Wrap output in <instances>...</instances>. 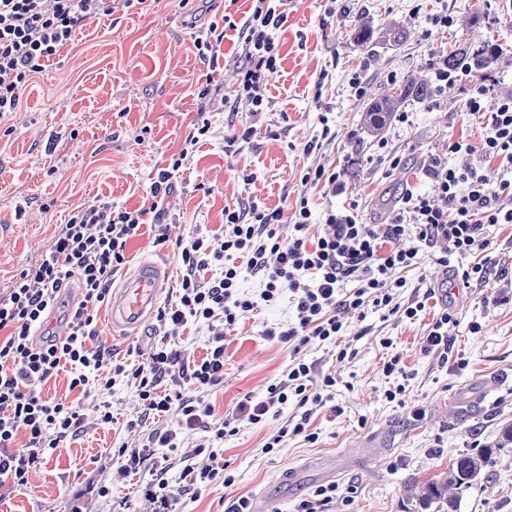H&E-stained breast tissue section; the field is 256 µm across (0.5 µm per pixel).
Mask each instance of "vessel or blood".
<instances>
[{
  "label": "vessel or blood",
  "mask_w": 512,
  "mask_h": 512,
  "mask_svg": "<svg viewBox=\"0 0 512 512\" xmlns=\"http://www.w3.org/2000/svg\"><path fill=\"white\" fill-rule=\"evenodd\" d=\"M165 288L159 268L149 262L141 263L112 295L109 312L112 325L126 330L139 329L154 315ZM292 475L299 480H332L336 469L310 461L294 468Z\"/></svg>",
  "instance_id": "vessel-or-blood-1"
}]
</instances>
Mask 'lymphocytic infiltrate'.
I'll list each match as a JSON object with an SVG mask.
<instances>
[{"instance_id": "f902f5d3", "label": "lymphocytic infiltrate", "mask_w": 512, "mask_h": 512, "mask_svg": "<svg viewBox=\"0 0 512 512\" xmlns=\"http://www.w3.org/2000/svg\"><path fill=\"white\" fill-rule=\"evenodd\" d=\"M252 2L247 15L228 20L227 27L238 35L241 79L235 101L257 115L268 106L267 85L280 67L274 33L288 22V0ZM110 12L109 0H0V118L18 109L23 90L77 31ZM469 84L465 108L486 116L487 122L478 143L458 140L448 149L498 161V183H490L480 167L458 169L449 166L446 155L431 154L423 162L430 192L403 195L389 223L361 224L352 215L332 211L313 238L308 233L312 212L303 196L292 215L294 233L285 242L275 230L283 220L281 209L254 204L225 210L221 237L177 243L184 274L177 302L158 314L162 325L176 329L191 320L233 323L238 312L251 307L238 292L246 269L264 282L265 302H276L285 287L293 293L295 323L265 329L264 334L299 351L341 336L342 312L391 307L400 286L391 280L392 270L414 267L418 260L416 248H395L404 235L439 247L442 266L452 256L487 249L486 228L512 224V93L489 95L477 75ZM142 217L141 210L109 199L84 206L59 226L41 261L23 269L9 293L0 296V478L24 483L30 469L81 428L79 404L47 400L27 389L31 381L47 380L63 369L71 373L73 391L86 389L92 380L106 388L118 377L134 382L145 414L177 413L178 430L196 429L212 417L213 408L201 392L224 378L223 338L213 339L206 356L189 370L181 363L180 351L165 344L155 348L148 367L131 369L110 362L89 344L95 334V309L107 303L112 276L124 264L127 243L137 235ZM240 257L245 266L237 265ZM211 260L222 265V274L201 282L198 273ZM73 278L82 299L68 312V336L35 339V329L58 310L60 292ZM347 280L357 283L349 293L341 290ZM314 372V363L298 354L281 379L268 386L265 399L240 403V416L256 424L291 400L323 406L324 392L336 381L327 375L321 385H314ZM188 382L195 385L196 394L186 392ZM21 435L26 442L20 446L16 440Z\"/></svg>"}]
</instances>
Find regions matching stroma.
Returning a JSON list of instances; mask_svg holds the SVG:
<instances>
[{
    "label": "stroma",
    "mask_w": 512,
    "mask_h": 512,
    "mask_svg": "<svg viewBox=\"0 0 512 512\" xmlns=\"http://www.w3.org/2000/svg\"><path fill=\"white\" fill-rule=\"evenodd\" d=\"M250 5L140 0L130 6L114 0L110 16L80 30L73 45L46 63L17 112L0 120V295L40 261L60 224L100 198L144 210L145 222L126 247V266L152 261L167 273L160 300L165 306L177 300L183 274L175 241L221 234L225 208L255 201L282 209L285 221L276 231L285 239L293 233L290 218L302 195L312 210L313 236L330 209H354L363 224L386 222L406 190H428L421 163L431 153L446 155L454 167L482 166L498 181V161L448 150L461 139L476 142L483 128L482 118L463 107L467 83L409 103L407 122L389 120L377 137L365 131L363 114L375 97L410 79L433 81L432 61L472 40L500 53L488 83L495 93L512 92V0H288V23L275 34L280 71L267 86L266 111L255 117L233 105L239 84L234 31L215 42L213 59H201L194 46L209 25L226 15L241 19ZM439 13L451 15L453 24L431 28L430 17ZM362 24L371 29L365 43L355 35ZM391 30L404 31V39L389 41ZM355 76L360 85H352ZM206 86L211 93L200 98ZM204 117L212 125L209 137L175 174L165 212L153 210L157 171L171 167ZM249 122L256 135L250 143H234ZM326 126L332 138L319 153H305L306 143ZM315 163L335 181L303 185V173ZM159 222L167 224L172 241L162 250L153 245ZM488 237L485 252L449 265L454 271L488 261L491 275L481 286L453 281V294L440 300L435 279L441 267L433 248L421 247L416 268L395 272L405 283L397 297L400 312L371 307L362 317L345 315L343 336L304 349L318 374L335 376L336 391L310 418L317 441L296 436L275 455L263 454V444L288 419L301 417L302 408L292 400L253 424L240 418L238 404L265 398L291 359L288 344L264 334L295 321L289 296L265 302L260 278L244 274L240 292L253 306L234 324L191 321L172 336L155 318L145 335H121L112 328L108 306H100L92 343L117 363L148 365L167 336L189 368L215 336H223L224 379L203 396L216 419L236 428L222 443L235 482L187 486L184 466L200 463L195 450L212 442L210 424L181 433L177 447L151 449L138 474H123L117 448L146 446L153 433L176 429V416H145L136 386L125 379L83 394L69 390V374L62 371L32 388L46 399L80 403L82 427L24 484H0V512H154L142 488L159 479L183 489L174 512H224L241 495L266 512H295L313 486L287 484L289 468L313 455L334 459L360 445L376 452L337 476L341 499L333 512H424L410 485L439 478L461 455L490 445L496 448L492 467L457 491L449 512H512V446L495 445L501 428L512 424V224L489 228ZM417 302L422 311L407 318L403 307ZM445 308L456 319L448 328V352H424L423 341ZM347 345L352 356L339 359ZM394 356L399 372L384 374ZM107 412L108 423L102 420Z\"/></svg>",
    "instance_id": "obj_1"
}]
</instances>
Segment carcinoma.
I'll use <instances>...</instances> for the list:
<instances>
[{"instance_id":"cac0c4a2","label":"carcinoma","mask_w":512,"mask_h":512,"mask_svg":"<svg viewBox=\"0 0 512 512\" xmlns=\"http://www.w3.org/2000/svg\"><path fill=\"white\" fill-rule=\"evenodd\" d=\"M442 64L452 74L477 70L484 77L499 66V54L483 45L467 44L448 52L442 57ZM434 90L422 81L412 79L394 92H387L375 100L365 114V128L376 134L385 126L387 119L409 101H421L432 97ZM493 448L479 449L476 453L461 456L448 468V475L442 479L425 483L418 488L416 497L423 508L434 504H452L450 491L470 487L491 466Z\"/></svg>"}]
</instances>
